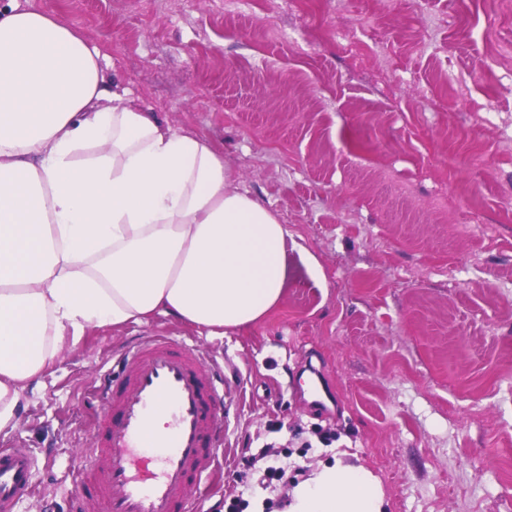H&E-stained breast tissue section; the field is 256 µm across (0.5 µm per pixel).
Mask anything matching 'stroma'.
I'll return each instance as SVG.
<instances>
[{
	"instance_id": "35a3bbf8",
	"label": "stroma",
	"mask_w": 512,
	"mask_h": 512,
	"mask_svg": "<svg viewBox=\"0 0 512 512\" xmlns=\"http://www.w3.org/2000/svg\"><path fill=\"white\" fill-rule=\"evenodd\" d=\"M74 26L165 126L208 138L286 224L288 283L221 336L172 316L64 341L0 445L39 459L15 512H71L95 381L140 337L182 336L231 391L223 483L286 512L342 458L388 512H512V0H19ZM318 264L309 272L300 251ZM335 392L314 410L313 371Z\"/></svg>"
}]
</instances>
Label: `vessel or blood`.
<instances>
[{"mask_svg":"<svg viewBox=\"0 0 512 512\" xmlns=\"http://www.w3.org/2000/svg\"><path fill=\"white\" fill-rule=\"evenodd\" d=\"M98 437L78 473L74 512H198L201 485L215 471L229 390L196 346L141 337L98 392ZM169 419L158 435L153 420ZM36 457L0 448V512L33 493Z\"/></svg>","mask_w":512,"mask_h":512,"instance_id":"vessel-or-blood-1","label":"vessel or blood"}]
</instances>
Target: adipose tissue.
<instances>
[{
	"label": "adipose tissue",
	"instance_id": "1",
	"mask_svg": "<svg viewBox=\"0 0 512 512\" xmlns=\"http://www.w3.org/2000/svg\"><path fill=\"white\" fill-rule=\"evenodd\" d=\"M286 225L233 189L207 139L109 85L50 13L0 5V432L65 337L170 315L220 336L288 281ZM288 512H386L364 466H318Z\"/></svg>",
	"mask_w": 512,
	"mask_h": 512
}]
</instances>
